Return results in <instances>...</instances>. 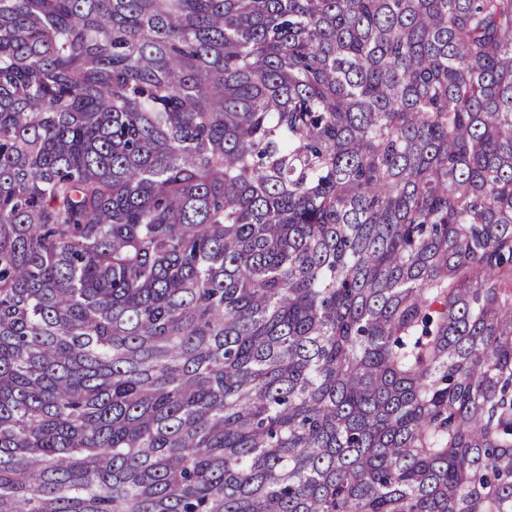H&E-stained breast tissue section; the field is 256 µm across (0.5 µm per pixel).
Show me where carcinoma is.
<instances>
[{
  "label": "carcinoma",
  "mask_w": 512,
  "mask_h": 512,
  "mask_svg": "<svg viewBox=\"0 0 512 512\" xmlns=\"http://www.w3.org/2000/svg\"><path fill=\"white\" fill-rule=\"evenodd\" d=\"M0 512H512V0H0Z\"/></svg>",
  "instance_id": "carcinoma-1"
}]
</instances>
